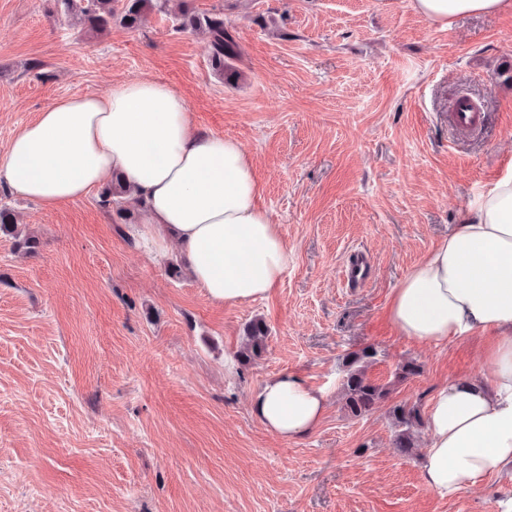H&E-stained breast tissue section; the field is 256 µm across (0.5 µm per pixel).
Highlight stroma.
<instances>
[{"label":"stroma","instance_id":"obj_1","mask_svg":"<svg viewBox=\"0 0 512 512\" xmlns=\"http://www.w3.org/2000/svg\"><path fill=\"white\" fill-rule=\"evenodd\" d=\"M223 12L238 45L231 77L182 11ZM138 78L167 82L207 135L239 140L260 205L291 263L265 298L211 302L171 277L177 247L132 237L134 205L98 192L46 210L0 187L16 224L0 234V512H499L512 471L453 498L427 488L417 431L393 446L392 406L427 413L437 390L484 368L473 342L396 332L391 293L462 222L468 201L512 167V12L446 29L411 0H167L142 25L98 33L59 0H0V153L54 100ZM468 93L486 123L448 125ZM360 250L367 283L338 271ZM262 356H236L247 325ZM388 398L343 407L350 355ZM417 374L397 381L399 365ZM293 372L328 398L321 423L283 440L256 419L264 381ZM246 342L239 351L243 363H249L259 358L266 350L268 328L262 320H254L246 328Z\"/></svg>","mask_w":512,"mask_h":512}]
</instances>
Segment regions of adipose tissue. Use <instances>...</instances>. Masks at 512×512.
I'll return each instance as SVG.
<instances>
[{
  "label": "adipose tissue",
  "mask_w": 512,
  "mask_h": 512,
  "mask_svg": "<svg viewBox=\"0 0 512 512\" xmlns=\"http://www.w3.org/2000/svg\"><path fill=\"white\" fill-rule=\"evenodd\" d=\"M432 24L512 10V0H412ZM121 175L158 252L177 244L193 280L217 304L266 297L290 252L259 203L254 164L238 140L207 136L185 99L155 79L118 82L101 94L60 98L0 155V185L51 209ZM390 318L404 335L442 344L483 339L490 375L442 386L427 414L423 478L455 497L512 467V169L466 207L456 225L394 289ZM327 398L298 375L266 380L253 412L272 434L303 436Z\"/></svg>",
  "instance_id": "adipose-tissue-1"
}]
</instances>
